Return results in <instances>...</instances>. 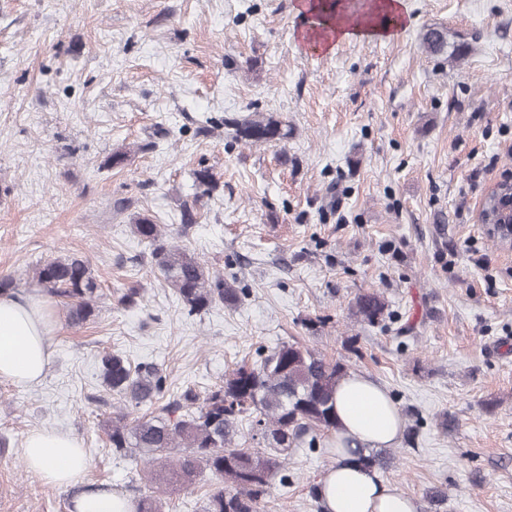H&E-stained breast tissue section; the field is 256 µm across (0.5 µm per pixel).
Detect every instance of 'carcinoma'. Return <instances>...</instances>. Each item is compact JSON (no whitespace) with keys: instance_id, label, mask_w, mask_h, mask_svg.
Here are the masks:
<instances>
[{"instance_id":"obj_1","label":"carcinoma","mask_w":512,"mask_h":512,"mask_svg":"<svg viewBox=\"0 0 512 512\" xmlns=\"http://www.w3.org/2000/svg\"><path fill=\"white\" fill-rule=\"evenodd\" d=\"M423 46L434 55L448 53V32L439 27L422 34ZM236 138L249 145L288 139V126L272 115L251 114L233 122ZM134 233L152 247L155 266L178 294L187 314L215 305H235L240 291L198 258L169 243L161 226L148 217L135 221ZM32 278L47 293L66 300L73 322L95 316L100 286L89 265L75 256H61L37 265ZM356 314L369 324L384 316L387 304L377 292L357 296ZM102 376L112 394L123 399L125 412L112 420L111 448L134 452L145 462V475L156 494L133 500L135 512H164L160 494L169 486L190 488L208 471L227 488L203 502V512H258L272 480L288 464L291 448L306 433L336 430V390L347 370L307 346L284 343L259 353L204 395L185 391L159 411L128 421L129 409L151 406L160 399L165 378L153 364L137 366L117 352L100 356ZM248 423L243 438L240 423ZM364 466L385 472L397 450L349 448Z\"/></svg>"}]
</instances>
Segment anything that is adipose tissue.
<instances>
[{
    "mask_svg": "<svg viewBox=\"0 0 512 512\" xmlns=\"http://www.w3.org/2000/svg\"><path fill=\"white\" fill-rule=\"evenodd\" d=\"M55 326L54 312L43 298L0 295V379L40 383L51 361ZM335 413V462L318 479L322 512H417L413 497L383 481L376 470L362 467L345 446L349 439L364 448L399 444L403 422L386 388L366 374H350L337 388ZM23 453L29 469L45 483L75 487L70 512H134L126 494L103 486L77 489L89 459L76 436L38 430L27 436Z\"/></svg>",
    "mask_w": 512,
    "mask_h": 512,
    "instance_id": "1",
    "label": "adipose tissue"
}]
</instances>
